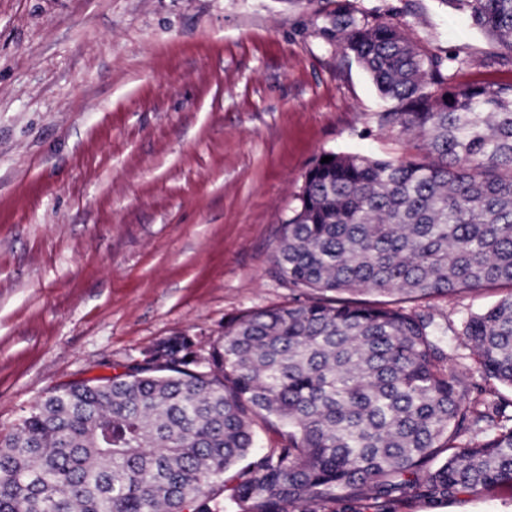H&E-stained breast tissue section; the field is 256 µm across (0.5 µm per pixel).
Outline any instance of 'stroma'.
Wrapping results in <instances>:
<instances>
[{"label": "stroma", "mask_w": 512, "mask_h": 512, "mask_svg": "<svg viewBox=\"0 0 512 512\" xmlns=\"http://www.w3.org/2000/svg\"><path fill=\"white\" fill-rule=\"evenodd\" d=\"M385 4L422 41L490 51L440 0ZM310 0H0V437L72 382L176 334L199 353L300 292L272 272L322 153L395 158L364 69ZM414 302L461 329L501 296ZM395 512H512V484Z\"/></svg>", "instance_id": "obj_1"}]
</instances>
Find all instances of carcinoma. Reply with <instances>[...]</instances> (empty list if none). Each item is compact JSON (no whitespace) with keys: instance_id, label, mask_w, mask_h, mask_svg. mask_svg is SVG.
<instances>
[{"instance_id":"1","label":"carcinoma","mask_w":512,"mask_h":512,"mask_svg":"<svg viewBox=\"0 0 512 512\" xmlns=\"http://www.w3.org/2000/svg\"><path fill=\"white\" fill-rule=\"evenodd\" d=\"M441 2L512 63V0ZM332 3L316 33L369 74L379 126L422 153L316 159L272 260L302 297L226 321L206 357L174 336L36 403L0 440V512H394L512 483V414L483 398L512 389V292L464 323L478 381L403 307L512 285V84L459 80L469 45L444 56L383 5ZM259 421L284 445L257 447Z\"/></svg>"}]
</instances>
